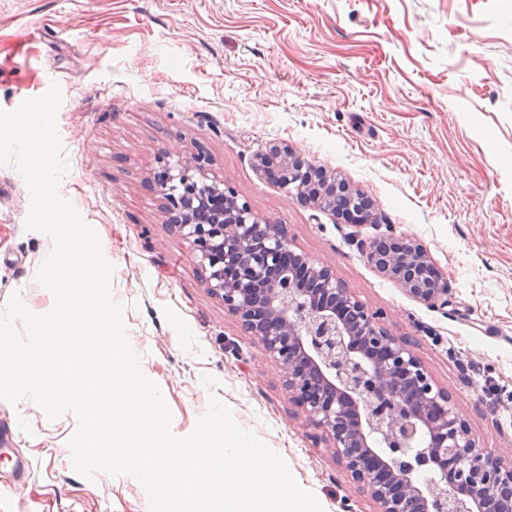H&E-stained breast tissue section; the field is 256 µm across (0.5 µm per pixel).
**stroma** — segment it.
Here are the masks:
<instances>
[{"instance_id":"obj_1","label":"stroma","mask_w":512,"mask_h":512,"mask_svg":"<svg viewBox=\"0 0 512 512\" xmlns=\"http://www.w3.org/2000/svg\"><path fill=\"white\" fill-rule=\"evenodd\" d=\"M53 82L69 163L59 194L99 235L176 435L217 396L325 512L345 500L377 512L312 442L273 358L240 333L147 186L159 157L199 145L211 177L383 311L448 388L477 450L512 465V0H0V109ZM277 141L373 199L371 222L344 223L260 175ZM29 203L18 171L0 166V308L16 293L44 314L54 297L36 275L53 243L25 230ZM389 233L428 249L447 307L367 263ZM0 428L34 463L24 486L0 485V512H141L148 499L131 475L74 472L73 413L51 420L0 400Z\"/></svg>"}]
</instances>
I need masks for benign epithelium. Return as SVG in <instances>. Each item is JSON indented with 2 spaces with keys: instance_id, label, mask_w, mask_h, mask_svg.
Returning a JSON list of instances; mask_svg holds the SVG:
<instances>
[{
  "instance_id": "obj_1",
  "label": "benign epithelium",
  "mask_w": 512,
  "mask_h": 512,
  "mask_svg": "<svg viewBox=\"0 0 512 512\" xmlns=\"http://www.w3.org/2000/svg\"><path fill=\"white\" fill-rule=\"evenodd\" d=\"M150 187L166 197L172 231L190 239L205 280L240 330L273 356L289 400L334 448L343 478L378 512H512V466L479 453L448 389L383 313L356 298L327 266L292 248L286 224L255 216L231 187L209 179L202 149L159 159ZM260 174L308 204L350 218L348 187L287 142L257 158ZM369 264L430 308L448 306V277L427 248L388 236Z\"/></svg>"
}]
</instances>
